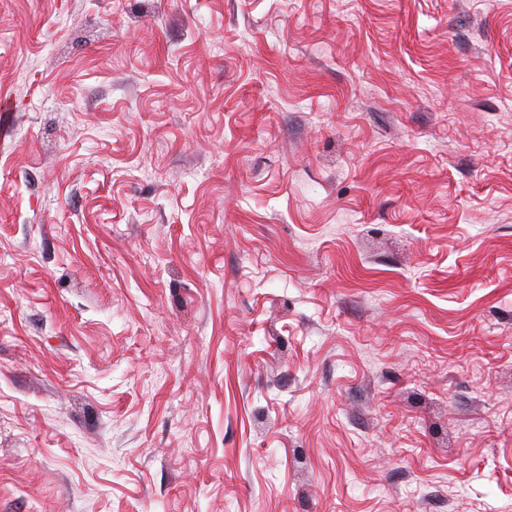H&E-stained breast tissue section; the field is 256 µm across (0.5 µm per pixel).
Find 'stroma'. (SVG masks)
Segmentation results:
<instances>
[{"instance_id":"35a3bbf8","label":"stroma","mask_w":512,"mask_h":512,"mask_svg":"<svg viewBox=\"0 0 512 512\" xmlns=\"http://www.w3.org/2000/svg\"><path fill=\"white\" fill-rule=\"evenodd\" d=\"M0 512H512V0H0Z\"/></svg>"}]
</instances>
